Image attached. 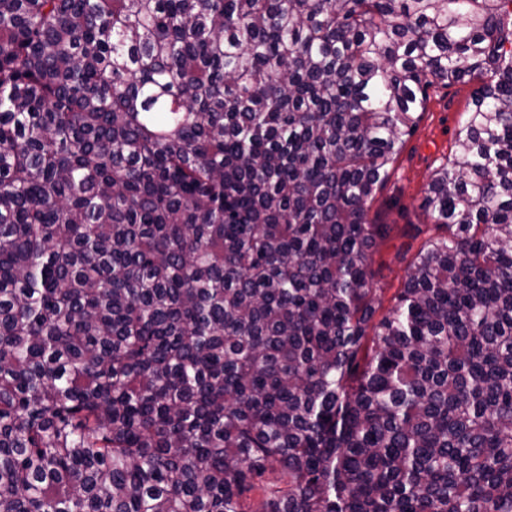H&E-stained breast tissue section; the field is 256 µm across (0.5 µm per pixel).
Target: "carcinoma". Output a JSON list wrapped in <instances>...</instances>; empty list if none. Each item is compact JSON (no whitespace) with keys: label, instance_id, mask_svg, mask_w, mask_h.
<instances>
[{"label":"carcinoma","instance_id":"carcinoma-1","mask_svg":"<svg viewBox=\"0 0 512 512\" xmlns=\"http://www.w3.org/2000/svg\"><path fill=\"white\" fill-rule=\"evenodd\" d=\"M0 512H512V0H0ZM477 81L431 92L418 129L393 163L389 180L373 202L370 216L390 224V232L373 255L375 287L383 288V307L400 288L407 265L422 240L434 234L432 220L423 209L427 185L442 159L455 154L456 134L472 100ZM427 233L414 237V227Z\"/></svg>","mask_w":512,"mask_h":512}]
</instances>
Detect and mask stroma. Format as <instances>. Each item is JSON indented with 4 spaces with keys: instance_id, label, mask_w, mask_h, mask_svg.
<instances>
[{
    "instance_id": "35a3bbf8",
    "label": "stroma",
    "mask_w": 512,
    "mask_h": 512,
    "mask_svg": "<svg viewBox=\"0 0 512 512\" xmlns=\"http://www.w3.org/2000/svg\"><path fill=\"white\" fill-rule=\"evenodd\" d=\"M473 89L468 82L432 92L418 129L395 159L390 178L372 205L371 216L390 227L372 264L383 298H390L405 279L407 265L420 245L416 229L432 227L423 208L427 185L440 161L456 151V134Z\"/></svg>"
}]
</instances>
